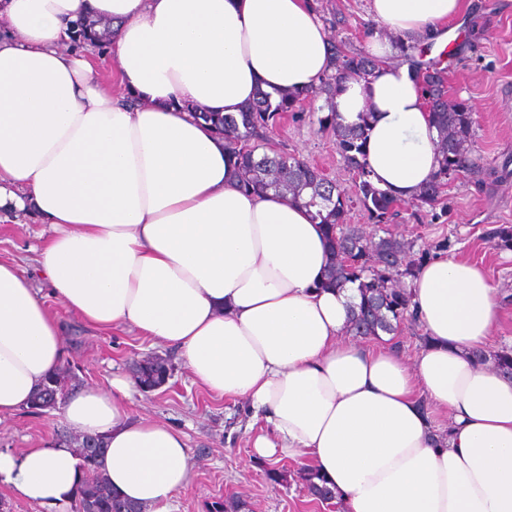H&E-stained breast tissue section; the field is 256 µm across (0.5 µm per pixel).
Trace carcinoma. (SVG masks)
<instances>
[{
  "label": "carcinoma",
  "instance_id": "obj_1",
  "mask_svg": "<svg viewBox=\"0 0 512 512\" xmlns=\"http://www.w3.org/2000/svg\"><path fill=\"white\" fill-rule=\"evenodd\" d=\"M96 24L98 21L94 19L76 23L72 35L74 45L105 50L103 39L94 29ZM332 50L334 72L311 91L303 94L281 92L275 103L269 94L262 92L236 117L204 112L195 117L211 124L217 134L224 136L225 147L235 158L244 190L256 192L272 188L307 206L318 207L316 217L324 225L334 256L325 284L337 288L348 281L359 282L360 302L351 312L348 332L363 338H377L381 332L392 334L405 323L419 322L411 293L397 286V282L401 278H415L419 268L432 258V253L423 251L415 257L408 242L390 234L378 239L367 236L356 226L345 223L348 203L336 183L287 149L271 147V134L288 113L306 101L324 97L330 104V111L319 118V125L335 133L336 144L358 183L361 201L370 218L377 224L388 222L398 200L369 180L364 143L370 113H362L361 122L349 126L340 122L334 105L343 79L351 75L369 77L381 63L360 52L346 51L341 41L333 43ZM410 69L421 85L432 119L440 131L436 146L438 169L419 195L421 202L430 204L448 184V178L477 169V162L471 156V109L463 101L448 103L445 69L415 62L410 63ZM490 236L501 248H512V225L501 224L490 231ZM474 359L480 364L490 362L502 374L512 378V346L480 350L474 354ZM133 372L142 390L152 392L167 383L171 367L165 358L154 355L135 361ZM73 379L75 376L69 369H60L48 380V385L34 395L31 407L48 406L49 385L61 387ZM76 450L86 466V475L75 498V512H142L137 505L120 498L97 470L96 460L104 450L102 438H97V446L91 452L78 440ZM296 477L315 499L329 501L336 498L332 490L318 485L316 473L309 468H299ZM243 506L239 500L217 499L206 505V512H241Z\"/></svg>",
  "mask_w": 512,
  "mask_h": 512
}]
</instances>
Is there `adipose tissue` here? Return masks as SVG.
Segmentation results:
<instances>
[{
    "instance_id": "obj_1",
    "label": "adipose tissue",
    "mask_w": 512,
    "mask_h": 512,
    "mask_svg": "<svg viewBox=\"0 0 512 512\" xmlns=\"http://www.w3.org/2000/svg\"><path fill=\"white\" fill-rule=\"evenodd\" d=\"M380 27L438 37L461 0H371ZM112 25L120 93L70 49L72 25ZM0 209L51 226L37 250L50 288L99 329L181 351L194 379L242 398L266 428L256 459H302L342 512H512V378L474 361L498 323L476 262L428 260L413 306L428 339L413 363L347 336L355 284L324 287L332 261L314 211L244 190L198 112L238 114L258 93L311 90L332 42L310 0H0ZM374 78L346 80L344 123L368 113L373 184L415 198L438 167L439 130L392 44L373 35ZM62 328L21 264L0 261V416L29 407L61 366ZM126 375L66 403L100 437L98 470L142 512H170L192 464L182 432L134 418ZM450 415L438 425L439 415ZM83 479L66 442L0 450L18 499L63 507Z\"/></svg>"
}]
</instances>
